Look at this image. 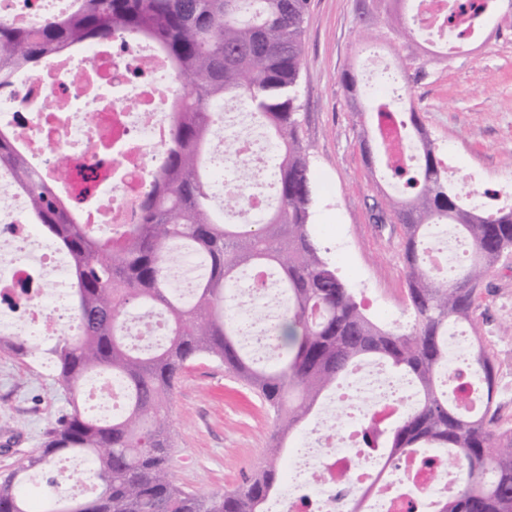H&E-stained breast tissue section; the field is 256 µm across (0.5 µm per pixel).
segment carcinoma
I'll return each mask as SVG.
<instances>
[{
	"instance_id": "1",
	"label": "carcinoma",
	"mask_w": 512,
	"mask_h": 512,
	"mask_svg": "<svg viewBox=\"0 0 512 512\" xmlns=\"http://www.w3.org/2000/svg\"><path fill=\"white\" fill-rule=\"evenodd\" d=\"M308 0H71L69 9L37 29L0 22V86L21 70L69 49L116 35L155 43L185 80L174 103L169 145L152 190L137 208L138 220L102 234L82 224L72 199L35 170L0 130V164L10 165L40 224L65 253L70 268V307L77 340L60 339L46 350L58 371L71 411L57 417L39 450L0 478V506L7 512H263L280 485V456L323 393L354 365L372 360L407 376L415 404L390 430L367 429L365 448L388 457L442 448L461 466L462 482L436 512H512V427L498 424L493 409L496 371L482 345L465 362L459 392L471 401L448 402V326L472 318L477 288L501 255L512 249V207L475 209L471 187L448 184V167L418 112L399 111L396 99L368 93L373 132L360 148L381 160L408 195L385 193L378 207L402 225V259L413 322L391 328L369 318L336 267L321 254L309 220L314 191L300 138L297 81L304 60ZM239 98L258 119L277 151L275 202L260 224H226L202 177L217 159L209 135L219 103ZM413 131L418 150L408 173L392 169L385 134L393 126ZM435 224H453L470 247L447 279L435 277L427 253ZM201 259L203 272L175 292L176 257ZM277 277L285 301L267 330L278 350L260 364L244 345L246 330L231 289L242 271ZM162 311L165 340L135 343L129 310ZM17 357L26 339L0 338ZM224 364L245 381L273 414L276 430L269 462L234 489L199 495L176 484L168 470L175 436L167 424L169 398L196 359ZM121 385L124 400L108 419L81 412L78 393L92 375ZM84 455L94 464L95 492L66 497L46 476L41 501L21 492L32 472L52 459Z\"/></svg>"
}]
</instances>
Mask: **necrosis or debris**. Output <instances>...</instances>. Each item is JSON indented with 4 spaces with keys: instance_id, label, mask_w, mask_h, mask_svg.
Returning <instances> with one entry per match:
<instances>
[{
    "instance_id": "4bbe7bcc",
    "label": "necrosis or debris",
    "mask_w": 512,
    "mask_h": 512,
    "mask_svg": "<svg viewBox=\"0 0 512 512\" xmlns=\"http://www.w3.org/2000/svg\"><path fill=\"white\" fill-rule=\"evenodd\" d=\"M65 2L0 0V21L36 29ZM484 2L467 0L459 10L454 0H417L414 24L425 33L451 21L459 38L445 53H460L478 38L471 18ZM178 91L167 60L152 44L121 36L48 59L39 70L0 87V129L8 130L46 174L58 173L57 154L65 152L69 164L63 186L70 194L82 189V172L95 168L92 202L81 215L85 223L110 233L137 221V204L150 191L169 142L170 101ZM237 144L235 162L252 169L255 180L240 183L217 166L209 171V183L219 194L245 198L247 218L258 224L271 202L259 177L270 168L249 136L238 135ZM35 223L11 173L0 167V236L14 243L0 251L1 336L33 326L52 336L62 319L42 297L52 291L68 293L66 263L57 251L38 248ZM352 383L363 394L357 427L324 436L316 449L302 442L289 459L283 489L267 500L264 512H336L368 486L373 489L369 512H435L437 502L455 491L459 470L440 462L426 468L409 459L388 468L358 444L362 429L391 410L414 405L412 384L372 369L356 370Z\"/></svg>"
}]
</instances>
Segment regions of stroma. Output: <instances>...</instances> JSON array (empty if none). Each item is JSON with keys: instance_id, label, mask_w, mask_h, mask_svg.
I'll use <instances>...</instances> for the list:
<instances>
[{"instance_id": "1", "label": "stroma", "mask_w": 512, "mask_h": 512, "mask_svg": "<svg viewBox=\"0 0 512 512\" xmlns=\"http://www.w3.org/2000/svg\"><path fill=\"white\" fill-rule=\"evenodd\" d=\"M310 0L300 70L301 138L308 149L314 202L310 222L325 258L347 281L372 319L387 304L393 322L412 321L402 229L378 224L371 206L386 190L378 164H367L362 124L340 78L363 79L373 51L409 86L415 109L436 143L448 178L493 193L512 205V24L500 0L491 24L470 54L434 58L387 39L411 14L408 0ZM474 333L496 364L494 406L512 425V256L501 260L477 290ZM55 337L29 336L22 359L0 350V477L41 447L51 419L67 411L56 369L45 355ZM168 422L176 438L170 474L200 494L233 489L263 468L274 421L260 397L223 364L203 357L173 392Z\"/></svg>"}]
</instances>
